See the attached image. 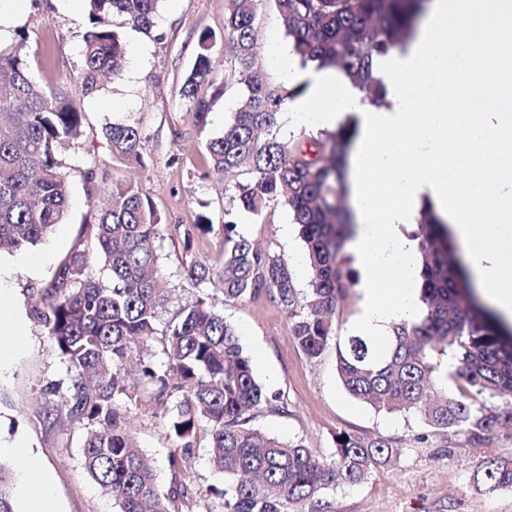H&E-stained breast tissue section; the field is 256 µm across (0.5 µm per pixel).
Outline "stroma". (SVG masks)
<instances>
[{
    "label": "stroma",
    "mask_w": 512,
    "mask_h": 512,
    "mask_svg": "<svg viewBox=\"0 0 512 512\" xmlns=\"http://www.w3.org/2000/svg\"><path fill=\"white\" fill-rule=\"evenodd\" d=\"M15 22L25 31L24 53L30 73L42 86H59L80 100L85 112L82 136L60 151L69 189V206L60 224L37 246L21 254H0V266L10 273V297L4 309L23 315L24 347L11 357L9 374L0 380V442L24 440L51 473L61 512H114L112 500L86 476L81 465L82 429L76 424L40 422L38 414L55 390L69 379L42 328L30 315V296L53 277L79 235L93 222L103 199L88 196L85 169H94L104 185L135 182L162 217L159 274L173 303L195 297L186 282L191 261L218 265L222 243L212 234H194L184 244L182 230L199 216L224 221L230 190L223 176L211 170L207 142L221 136L240 98L235 84L225 83L231 66L224 42L226 0H160L156 23L145 32L125 23L116 30L127 53L121 69L101 82L92 97L82 94L78 79L81 41L88 6L80 0H25ZM256 71L263 81L281 84L270 61L273 44L288 45L273 0L255 6ZM218 35L212 50L213 81L202 89L213 103L206 126H197L187 112L179 89L197 53L201 32ZM110 123L138 126L143 133V165L116 159L102 128ZM288 211L276 207L256 217L240 214V230L250 241L294 267L298 288L308 286L303 246L297 233L283 235ZM207 293L226 321L237 331L254 375L267 394L280 393L288 402L284 414L261 413L256 427L284 440L301 441L319 454L335 450V436L347 430L395 438L400 457L375 471L365 482L328 493L332 512H512V489L486 492L472 483L484 452L512 451V436L495 438L490 449L468 447L462 436L425 427L417 417L376 412L348 395L336 372V348L309 359L295 342L287 312L266 298L228 299L220 280ZM130 430L151 460L160 485H168L166 454L171 444L166 420L148 408L130 413Z\"/></svg>",
    "instance_id": "stroma-1"
}]
</instances>
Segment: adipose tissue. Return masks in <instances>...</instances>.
I'll return each mask as SVG.
<instances>
[{"label":"adipose tissue","instance_id":"obj_1","mask_svg":"<svg viewBox=\"0 0 512 512\" xmlns=\"http://www.w3.org/2000/svg\"><path fill=\"white\" fill-rule=\"evenodd\" d=\"M272 58L285 84L307 80L293 121L358 135L347 161L352 252L366 288L358 328L384 341L420 312L417 243L406 230L422 205L445 221L479 295L512 323V0H429L404 51L376 55L384 104L363 103L330 71H302L286 47ZM16 496L24 512H58L51 475L22 442Z\"/></svg>","mask_w":512,"mask_h":512}]
</instances>
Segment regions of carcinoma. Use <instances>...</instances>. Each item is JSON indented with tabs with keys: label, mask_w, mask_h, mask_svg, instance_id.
Listing matches in <instances>:
<instances>
[{
	"label": "carcinoma",
	"mask_w": 512,
	"mask_h": 512,
	"mask_svg": "<svg viewBox=\"0 0 512 512\" xmlns=\"http://www.w3.org/2000/svg\"><path fill=\"white\" fill-rule=\"evenodd\" d=\"M426 0H274L301 65L338 68L371 105L386 88L373 71L376 54L402 49L415 33ZM158 0H89L82 35L80 80L85 93L116 69L125 48L113 18L141 30L154 26ZM254 7L227 0L224 39L231 56L228 79L240 100L221 136L207 143L212 170L232 188L224 223L199 219L193 230L222 240L218 269L194 262L188 286L195 299L160 318L167 296L152 273L159 266L161 217L132 183L102 187L93 169L83 178L88 195L109 204L87 225L52 280L31 306L70 384L45 415L84 430L82 468L112 498L116 512H327L328 491L354 486L390 462V438L341 431L328 458L301 441H284L250 426L254 411L288 412L280 396L257 382L235 329L201 285L219 273L224 297H264L288 313L291 333L310 359L336 345V371L359 402L390 414H415L428 428L462 435L472 448L512 430V334L481 305L448 245V228L430 208L419 213L420 317L390 326L380 347L359 330L336 334L339 302L358 278L344 253L352 237L346 193L347 153L357 135L348 121L335 131L284 140L280 115L302 92L264 82L254 69ZM214 38L199 36V52L180 97L202 124L210 103L199 95L211 82ZM85 112L56 89L37 85L20 52L0 51V252L23 253L40 243L67 209L68 189L59 151L82 135ZM112 155L142 163L141 131L114 123L103 131ZM288 208L305 250L308 288L296 287L287 260L256 247L239 231L236 214L262 216ZM97 257L108 275L89 271ZM160 345L161 358L144 360V346ZM142 374L141 392L128 386L125 366ZM147 405L166 418L171 446L170 482L157 483L127 429L131 407ZM208 439L213 470L231 482L221 488L195 478V448ZM488 492L512 488V454L484 459L473 474ZM12 471L0 463V512H16Z\"/></svg>",
	"instance_id": "carcinoma-1"
}]
</instances>
